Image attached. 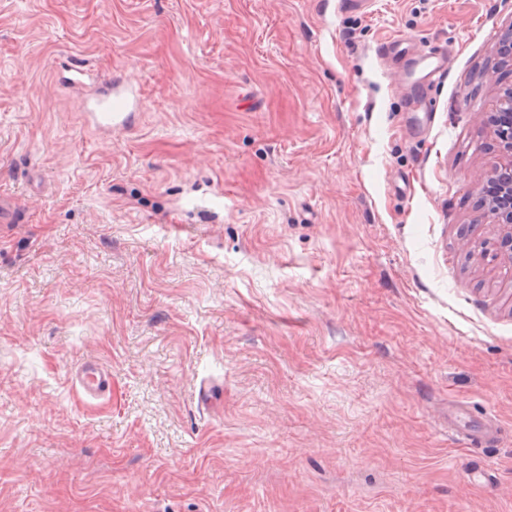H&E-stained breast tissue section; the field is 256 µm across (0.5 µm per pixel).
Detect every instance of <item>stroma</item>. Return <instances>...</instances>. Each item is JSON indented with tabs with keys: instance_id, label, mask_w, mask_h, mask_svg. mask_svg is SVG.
I'll return each instance as SVG.
<instances>
[{
	"instance_id": "35a3bbf8",
	"label": "stroma",
	"mask_w": 512,
	"mask_h": 512,
	"mask_svg": "<svg viewBox=\"0 0 512 512\" xmlns=\"http://www.w3.org/2000/svg\"><path fill=\"white\" fill-rule=\"evenodd\" d=\"M511 28L512 0H0V512H512L478 190ZM65 64L136 85L134 127H87ZM76 379L82 389L89 395H96L110 386L108 373L94 364L84 365L76 373Z\"/></svg>"
}]
</instances>
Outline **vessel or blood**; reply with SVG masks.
<instances>
[{
	"label": "vessel or blood",
	"instance_id": "vessel-or-blood-1",
	"mask_svg": "<svg viewBox=\"0 0 512 512\" xmlns=\"http://www.w3.org/2000/svg\"><path fill=\"white\" fill-rule=\"evenodd\" d=\"M61 81L75 88L90 90L84 117L88 125L99 132L108 133L128 126L140 104L139 94L131 84L118 80L100 83L87 71L75 66L66 67ZM76 379L90 395L103 392L110 386L108 373L93 364L83 366Z\"/></svg>",
	"mask_w": 512,
	"mask_h": 512
}]
</instances>
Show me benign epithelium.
Returning a JSON list of instances; mask_svg holds the SVG:
<instances>
[{
    "label": "benign epithelium",
    "instance_id": "benign-epithelium-1",
    "mask_svg": "<svg viewBox=\"0 0 512 512\" xmlns=\"http://www.w3.org/2000/svg\"><path fill=\"white\" fill-rule=\"evenodd\" d=\"M484 123L492 130L495 148L500 154L498 164L484 177L497 187L496 198L482 194L481 204L486 207L494 223L503 228L500 252L503 262L512 264V89L503 93L491 111L484 113Z\"/></svg>",
    "mask_w": 512,
    "mask_h": 512
}]
</instances>
